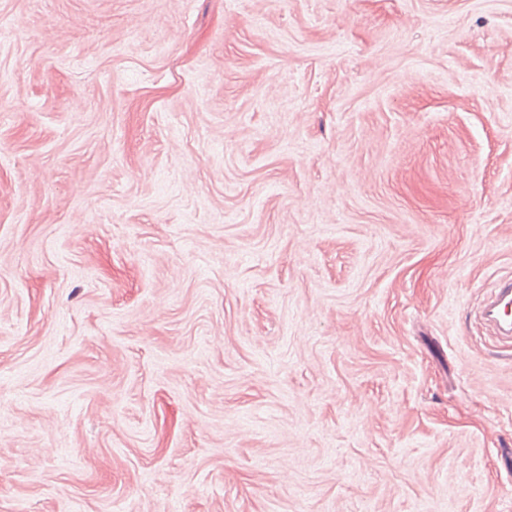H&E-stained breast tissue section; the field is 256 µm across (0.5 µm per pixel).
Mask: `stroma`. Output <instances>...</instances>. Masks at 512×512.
Here are the masks:
<instances>
[{"label":"stroma","mask_w":512,"mask_h":512,"mask_svg":"<svg viewBox=\"0 0 512 512\" xmlns=\"http://www.w3.org/2000/svg\"><path fill=\"white\" fill-rule=\"evenodd\" d=\"M512 0H0V512H512ZM482 323L502 346H512V277L501 279L480 309Z\"/></svg>","instance_id":"stroma-1"}]
</instances>
